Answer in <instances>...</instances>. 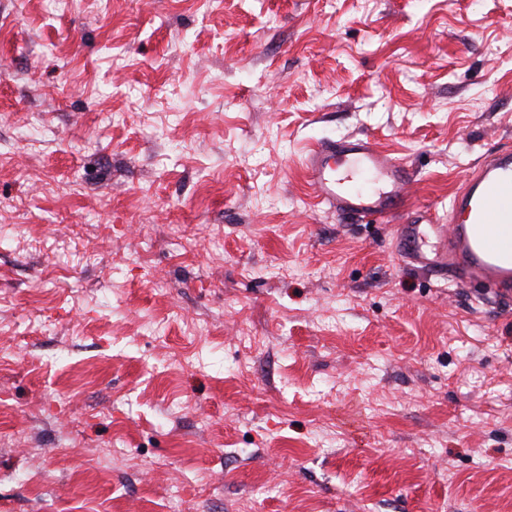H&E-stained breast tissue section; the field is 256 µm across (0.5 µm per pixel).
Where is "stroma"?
<instances>
[{"label":"stroma","instance_id":"stroma-1","mask_svg":"<svg viewBox=\"0 0 512 512\" xmlns=\"http://www.w3.org/2000/svg\"><path fill=\"white\" fill-rule=\"evenodd\" d=\"M444 219L512 148V0H0V512H512V293ZM305 170L315 197L342 213L388 221L406 209L411 172L370 140H323Z\"/></svg>","mask_w":512,"mask_h":512}]
</instances>
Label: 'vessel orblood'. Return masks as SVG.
<instances>
[{
  "instance_id": "1",
  "label": "vessel or blood",
  "mask_w": 512,
  "mask_h": 512,
  "mask_svg": "<svg viewBox=\"0 0 512 512\" xmlns=\"http://www.w3.org/2000/svg\"><path fill=\"white\" fill-rule=\"evenodd\" d=\"M305 170L316 198L342 213L387 221L406 209L409 169L370 140H323L310 150ZM420 225L415 219L397 228L405 259L448 272L463 288H512V149L489 154L454 193L447 223L433 227L443 244L435 255L425 250Z\"/></svg>"
}]
</instances>
